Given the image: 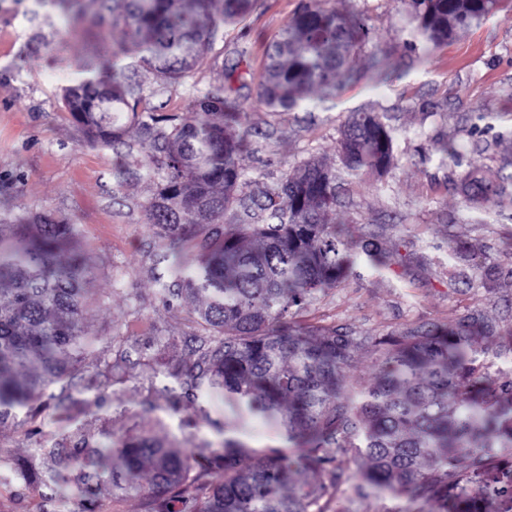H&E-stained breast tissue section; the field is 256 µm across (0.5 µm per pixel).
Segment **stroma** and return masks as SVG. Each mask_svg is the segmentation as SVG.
<instances>
[{
  "label": "stroma",
  "instance_id": "obj_1",
  "mask_svg": "<svg viewBox=\"0 0 512 512\" xmlns=\"http://www.w3.org/2000/svg\"><path fill=\"white\" fill-rule=\"evenodd\" d=\"M302 0H256L247 19L219 36L182 78L167 81L145 65L128 71L142 89L139 111L187 115L198 97L224 87L248 114L258 150L244 159L250 177L278 181L301 162L317 158L340 167V130L349 112L387 113L396 128L397 165L386 176L352 183L328 217L357 239L394 254L388 268L361 267L357 276L291 308L294 329L310 336L341 329L362 338L347 369L344 392L367 390L381 359L372 338L461 320L482 311L500 331L512 329V208L469 200L466 176L512 173V0L477 27L438 46L414 43L408 0H326L327 8L360 17L369 30L351 55L352 75L334 98L308 93L297 109L273 112L260 104L258 85L270 44ZM81 11L59 0H0V222L50 218L78 225L61 260L82 256L92 270L83 313L97 338L99 359L72 371V387H49L30 413L0 428V512H68L52 495L56 472L75 476L42 458L39 446L150 437L168 448L189 449L204 460L221 452L225 437L256 450L279 449L297 459L281 425L238 420L224 390L188 395L199 373L200 345L208 332L196 299L164 293L178 258H195L196 241L182 255L168 253L164 232L146 223L144 207L155 191L139 150L143 131L122 113L120 143L89 145L64 109V86L85 66L111 63L123 46L99 0ZM390 71L380 80L372 67ZM461 145L441 159L439 144ZM452 244L468 245L458 259ZM497 275L483 289L486 267ZM31 472L15 481L12 463ZM360 462L340 465L337 497L320 501L327 512H434L433 503L387 493L356 495Z\"/></svg>",
  "mask_w": 512,
  "mask_h": 512
}]
</instances>
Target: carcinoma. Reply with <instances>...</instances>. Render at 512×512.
Wrapping results in <instances>:
<instances>
[{
    "label": "carcinoma",
    "instance_id": "cac0c4a2",
    "mask_svg": "<svg viewBox=\"0 0 512 512\" xmlns=\"http://www.w3.org/2000/svg\"><path fill=\"white\" fill-rule=\"evenodd\" d=\"M112 20L125 30V48L167 80L190 70L213 43L218 23H242L254 0H113ZM499 0H411L415 31L438 45L479 23ZM368 35L361 20L336 14L321 0L301 5L272 46L258 96L272 112L300 106L312 88L332 96L349 71L353 48ZM113 63L108 84L88 74L64 94V105L90 144L121 138L118 113L138 117L141 89L121 80ZM187 116L147 115L140 142L157 180L145 206L148 223L172 242L193 230L204 235L202 253L170 269L169 296L204 298L199 319L214 339L202 355L194 388L224 386L230 409L254 418H280L288 441L318 465L360 457L364 485L465 512L468 500H496L473 474L497 463L491 449H512V377L482 371L484 353L474 330L487 340L498 327L481 312L427 331L409 330L373 342L382 360L378 383L352 394L340 391L357 339L336 329L311 337L288 326L293 306L357 273L363 258L390 265L383 250L348 240L327 222L337 190L347 180L380 178L395 165L394 132L387 115L351 112L339 140L342 172L310 159L268 185L246 178L244 156L255 151L239 104L219 87L196 100ZM512 175L470 174L474 202L499 205ZM249 193L238 194L241 185ZM235 211L233 225L224 214ZM268 223L257 224V211ZM77 235V225L44 220L0 224V427L18 417L44 390L66 378L75 364L94 356L95 337L81 322L91 270L81 257L62 265L57 250ZM258 242L247 248L244 241ZM100 469L82 479L61 478L58 495L71 512H84L88 497L107 477H127L126 489L159 498L177 490L190 512H324L327 486L293 490L290 460L275 450L248 468L246 446L224 438L212 464L224 481L203 495L186 485L193 457L147 437L93 448Z\"/></svg>",
    "mask_w": 512,
    "mask_h": 512
}]
</instances>
